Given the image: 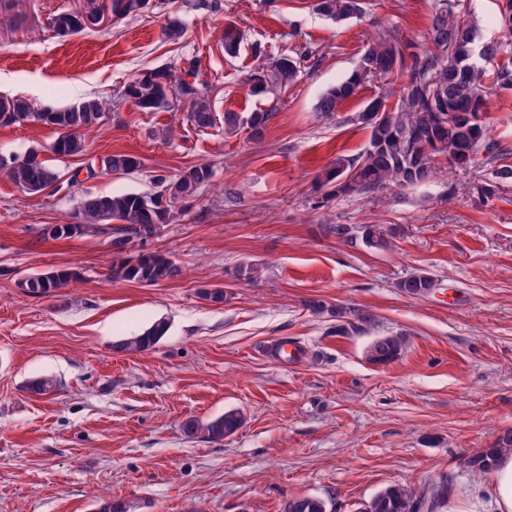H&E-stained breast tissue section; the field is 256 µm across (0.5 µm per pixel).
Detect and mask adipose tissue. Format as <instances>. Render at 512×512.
Listing matches in <instances>:
<instances>
[{
    "instance_id": "adipose-tissue-1",
    "label": "adipose tissue",
    "mask_w": 512,
    "mask_h": 512,
    "mask_svg": "<svg viewBox=\"0 0 512 512\" xmlns=\"http://www.w3.org/2000/svg\"><path fill=\"white\" fill-rule=\"evenodd\" d=\"M441 512H512V452L498 455L482 490L449 498Z\"/></svg>"
}]
</instances>
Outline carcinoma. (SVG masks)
Segmentation results:
<instances>
[{
    "label": "carcinoma",
    "mask_w": 512,
    "mask_h": 512,
    "mask_svg": "<svg viewBox=\"0 0 512 512\" xmlns=\"http://www.w3.org/2000/svg\"><path fill=\"white\" fill-rule=\"evenodd\" d=\"M149 0H112V14L120 19L135 17L147 8ZM315 10L333 22H343L359 16L364 11V0H315ZM50 28L60 36L83 32L77 12H61L50 22ZM427 48L410 53L411 63L405 64L404 48L379 40L369 44L356 68L344 80L326 90L319 99L318 111L331 115L345 100L357 94L364 84L407 70L406 79L397 90L395 106L385 111V117L375 119L372 112L379 99L366 103L354 121L370 130L369 149L366 156L339 158L334 166L318 176L319 186L328 194H374L391 188H405L424 183L438 173V160L467 167L478 162L477 155L485 154L489 160L499 157L498 143L489 140L483 117L488 110V95L484 87V70L480 65L505 53L507 45L478 38L474 21L462 0H436ZM311 59L308 50L293 56H280L251 77L250 88L255 96L264 94L271 85L288 86L295 83ZM124 96L142 110H154L186 101L194 126L202 131L216 125V112L211 97L204 88L188 82L184 77L156 70L145 73L125 86ZM105 116L103 101L90 98L64 107H39L24 96L0 98V126H10L24 118H33L53 127L58 137L51 150L60 157L84 154L86 142L83 131L101 123ZM272 113L255 110L246 119L252 134L259 136ZM103 167L116 174L136 170L137 158L115 154L102 159ZM0 173L5 174L17 187L30 193H39L60 180L49 160L32 149L23 156L7 161L0 158ZM212 170L205 165L185 168L174 177L158 175V187H175V193L144 194L135 192L109 195H85L75 206L74 223L87 232L98 224L117 221V235L112 238V265L110 277L147 285H158L181 274V268L170 257L159 251L140 252L135 256L125 254L126 247L137 239L143 243L160 234L170 223L171 207L196 196L199 189L210 182ZM363 240L371 247L388 245L385 231L377 224L363 229ZM79 274L71 270H56L30 275V297H50ZM434 280L427 273L402 280L398 288L403 292L419 295L433 288ZM167 332L163 322L152 324L143 334L124 339L114 349L142 352L155 345ZM405 344L400 335L384 336L376 340L369 350L370 360L387 363L401 354ZM242 423L236 412L202 421L188 419L183 432L190 438L209 442H222L235 433ZM512 452V430H505L491 447L471 457L468 467L488 470L495 454ZM448 502V480L431 482L426 489L415 492L407 487H389L376 495L363 512H436ZM137 505L129 499H104L98 512H135ZM283 512H327L326 504L319 498L300 496L291 498Z\"/></svg>",
    "instance_id": "cac0c4a2"
}]
</instances>
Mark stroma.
<instances>
[{"label":"stroma","instance_id":"1","mask_svg":"<svg viewBox=\"0 0 512 512\" xmlns=\"http://www.w3.org/2000/svg\"><path fill=\"white\" fill-rule=\"evenodd\" d=\"M312 2L151 0L136 18L61 38L53 15L91 0H0L12 20L0 27V97L110 104L86 130V152L56 160L54 192L0 176V512H95L110 496L137 512H282L299 496L361 512L394 485L420 491L445 477L467 495L486 483L466 461L512 428V179L487 201L476 186L493 180L491 163L322 198L316 176L365 152L370 131L353 117L389 84H364L330 119L319 96L378 38L424 48L434 0H366L362 17L341 23ZM170 17L185 28L174 43L162 34ZM229 23L241 39L233 58L222 46ZM303 47L313 57L296 83L250 94L265 59ZM190 62L217 114L270 110L261 136L243 124L203 133L184 107L143 111L124 98L140 74ZM489 100L488 137L512 165V90ZM56 137L35 121L0 127V156L49 150ZM111 154L141 165L110 173L101 160ZM198 164L212 169L210 183L173 206L158 237L128 247L165 252L183 269L177 279H111L112 223L41 235L70 223L83 194L154 193L156 171ZM366 224L391 230L388 247L363 243ZM58 268L80 277L56 296L16 286ZM418 272L435 288L403 293L399 282ZM218 287L223 303L199 295ZM159 321L168 331L153 347L116 350ZM396 332L406 335L400 356L372 362L371 344ZM282 343L297 356L273 355ZM43 376L56 390L31 393ZM228 411L242 424L223 442L182 431L186 419Z\"/></svg>","mask_w":512,"mask_h":512}]
</instances>
